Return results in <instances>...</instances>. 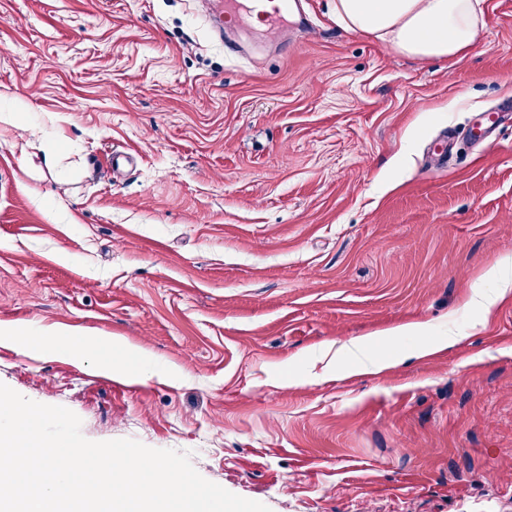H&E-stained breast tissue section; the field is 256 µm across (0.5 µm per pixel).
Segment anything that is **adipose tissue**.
<instances>
[{"mask_svg": "<svg viewBox=\"0 0 512 512\" xmlns=\"http://www.w3.org/2000/svg\"><path fill=\"white\" fill-rule=\"evenodd\" d=\"M336 19L418 61L463 60L485 27L482 0H336Z\"/></svg>", "mask_w": 512, "mask_h": 512, "instance_id": "1", "label": "adipose tissue"}]
</instances>
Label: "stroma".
<instances>
[{"label":"stroma","instance_id":"stroma-1","mask_svg":"<svg viewBox=\"0 0 512 512\" xmlns=\"http://www.w3.org/2000/svg\"><path fill=\"white\" fill-rule=\"evenodd\" d=\"M303 6L0 0V383L271 512H512V0L453 64ZM298 0H217L216 8L224 14V24L237 26L257 20L263 28L288 20Z\"/></svg>","mask_w":512,"mask_h":512}]
</instances>
